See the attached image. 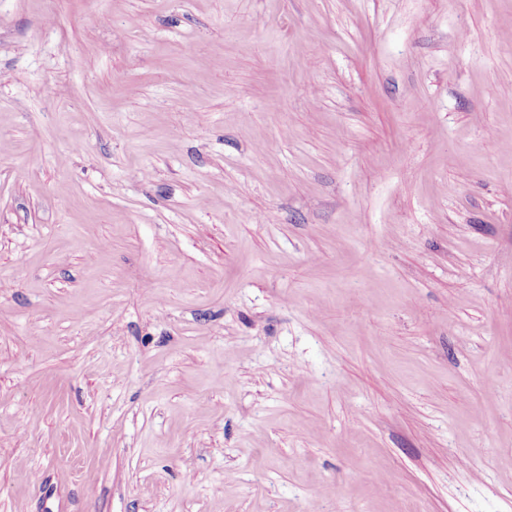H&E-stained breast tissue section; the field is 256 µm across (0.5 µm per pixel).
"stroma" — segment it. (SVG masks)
<instances>
[{
	"instance_id": "35a3bbf8",
	"label": "stroma",
	"mask_w": 512,
	"mask_h": 512,
	"mask_svg": "<svg viewBox=\"0 0 512 512\" xmlns=\"http://www.w3.org/2000/svg\"><path fill=\"white\" fill-rule=\"evenodd\" d=\"M0 512H512V0H0Z\"/></svg>"
}]
</instances>
